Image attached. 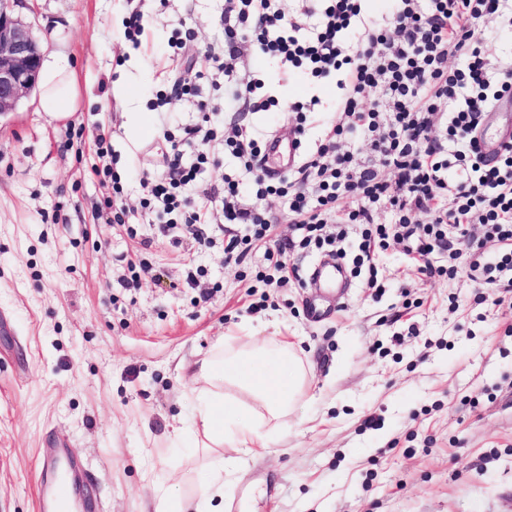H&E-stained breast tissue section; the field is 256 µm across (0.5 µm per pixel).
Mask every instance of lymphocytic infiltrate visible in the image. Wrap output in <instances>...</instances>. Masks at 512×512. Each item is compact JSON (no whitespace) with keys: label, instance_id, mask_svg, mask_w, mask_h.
Segmentation results:
<instances>
[{"label":"lymphocytic infiltrate","instance_id":"lymphocytic-infiltrate-1","mask_svg":"<svg viewBox=\"0 0 512 512\" xmlns=\"http://www.w3.org/2000/svg\"><path fill=\"white\" fill-rule=\"evenodd\" d=\"M320 19L312 11L281 8L280 0H224V76L228 98L252 112L274 105L259 79L238 75L241 41L262 54L305 68L319 81L336 77L342 95L336 122L316 152L274 176L264 165V139L236 128L224 152L245 175L225 178L224 202L213 211L181 194L197 181L207 154L185 166L173 150L164 176H144L147 204L176 215L198 244L222 226L228 239L224 261L241 264L255 243L272 235L274 219L264 207L270 197L285 201L293 235L270 252L265 285H286L297 277L291 251L336 248L349 230L359 232L355 272L380 289L376 258L390 245L403 246L426 277L455 275L467 267L471 280L512 291V145L487 159L477 140L494 104L512 96V63L491 76L488 20L512 29L503 0H386L384 25L366 21L363 0H325ZM255 189L252 207L241 203L244 183ZM354 208L341 207L343 199ZM395 222H378L381 210ZM483 226L499 248L489 261L474 250L472 229ZM447 253L448 263L430 258Z\"/></svg>","mask_w":512,"mask_h":512}]
</instances>
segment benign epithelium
<instances>
[{
	"label": "benign epithelium",
	"instance_id": "obj_1",
	"mask_svg": "<svg viewBox=\"0 0 512 512\" xmlns=\"http://www.w3.org/2000/svg\"><path fill=\"white\" fill-rule=\"evenodd\" d=\"M20 0H0V115L14 111L38 83L42 64L31 28L14 16Z\"/></svg>",
	"mask_w": 512,
	"mask_h": 512
}]
</instances>
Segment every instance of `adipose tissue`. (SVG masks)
I'll use <instances>...</instances> for the list:
<instances>
[{
    "label": "adipose tissue",
    "mask_w": 512,
    "mask_h": 512,
    "mask_svg": "<svg viewBox=\"0 0 512 512\" xmlns=\"http://www.w3.org/2000/svg\"><path fill=\"white\" fill-rule=\"evenodd\" d=\"M77 90L65 66L46 70L41 107L52 119H67L76 108ZM202 384L196 390L197 412L193 418L207 447L218 454L193 496L190 512H222L224 476L235 460L221 455V448L248 453L267 447L272 425L283 424L295 407L305 374L293 348L269 336H243L226 354L203 360Z\"/></svg>",
    "instance_id": "adipose-tissue-1"
}]
</instances>
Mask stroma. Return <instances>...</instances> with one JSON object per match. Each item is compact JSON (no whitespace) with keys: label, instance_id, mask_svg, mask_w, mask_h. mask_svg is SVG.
<instances>
[{"label":"stroma","instance_id":"1","mask_svg":"<svg viewBox=\"0 0 512 512\" xmlns=\"http://www.w3.org/2000/svg\"><path fill=\"white\" fill-rule=\"evenodd\" d=\"M134 11L135 43L124 37ZM223 11L224 0L15 8L44 62L73 71L79 105L54 120L34 90L0 117V512H43L63 465L88 494L73 512H155L161 490L192 493L213 455L189 430L196 364L253 327L294 345L307 385L271 447L225 477L224 512H512V310L492 305V288L463 269L424 277L394 244L379 257L382 295L350 277L315 321L302 280L320 255L295 252L300 281L270 288L255 279L268 243L228 265L223 237L202 246L181 229L160 233L143 208L140 178L165 171L169 138L198 120L196 100L212 107V163L182 192L214 210L237 172L224 155L233 125L284 137L296 125L286 104L315 98L302 137L312 150L334 118L335 81L250 48L238 74L262 79L280 105L225 107L224 75L205 56L224 42ZM190 68L203 76L185 96L177 79ZM103 128L123 185L120 224L95 218L108 195L91 172ZM139 263L149 274L122 288Z\"/></svg>","mask_w":512,"mask_h":512}]
</instances>
